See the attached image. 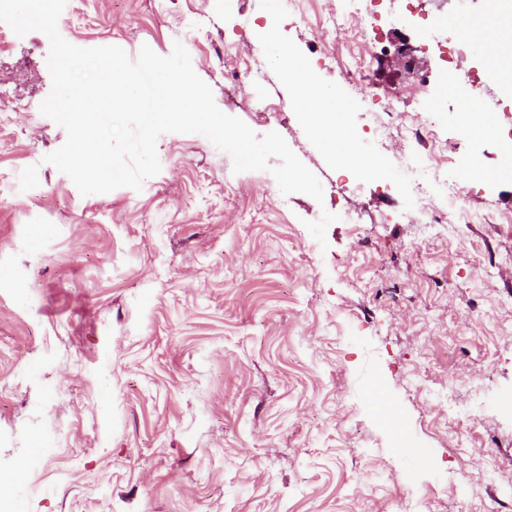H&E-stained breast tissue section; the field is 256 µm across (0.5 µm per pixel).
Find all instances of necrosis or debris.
Returning a JSON list of instances; mask_svg holds the SVG:
<instances>
[{
	"label": "necrosis or debris",
	"mask_w": 512,
	"mask_h": 512,
	"mask_svg": "<svg viewBox=\"0 0 512 512\" xmlns=\"http://www.w3.org/2000/svg\"><path fill=\"white\" fill-rule=\"evenodd\" d=\"M378 57L376 43L365 44L355 70L347 72L345 80L360 97L368 137L379 144L387 140L396 143L393 157L411 183L416 198L408 215L410 223L418 225L422 238L448 241L463 225L511 224L510 213L468 207L473 187L451 178L454 168L471 160L470 155L459 151V137L468 131L466 122L458 123L457 136L442 139L438 136L435 113L397 111L398 89L380 86L366 76ZM420 129L432 140V150L424 152L414 146L413 137Z\"/></svg>",
	"instance_id": "obj_1"
}]
</instances>
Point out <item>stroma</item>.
<instances>
[{"label":"stroma","instance_id":"35a3bbf8","mask_svg":"<svg viewBox=\"0 0 512 512\" xmlns=\"http://www.w3.org/2000/svg\"><path fill=\"white\" fill-rule=\"evenodd\" d=\"M487 0H377L376 29L395 55L415 47L423 99L452 134L437 46L459 43L438 17L480 20ZM309 26L267 0H67L58 30L80 48L182 43L216 106L257 135L278 132L323 189L345 180L360 225L332 223L326 244L306 224L338 213L331 197L282 195L267 171L233 170L205 136L157 140L159 174L141 190L81 195L47 154L65 130L40 112L52 87L48 37L0 40V472L16 476L11 512H512V277H477L512 258V224L422 242L396 217L411 186L389 148L364 147L377 174L345 167L310 130L299 94L259 32L273 24L315 79L336 89V123L361 139L360 103L340 72L358 36L337 45L336 0H303ZM466 66L483 65L459 43ZM261 69V84L223 76L224 60ZM284 112L254 118L257 99ZM486 181L473 207L512 211V170L496 136H474ZM455 380L486 409L458 443L423 385ZM378 387L404 423L395 432L368 396ZM494 465L495 485L472 480Z\"/></svg>","mask_w":512,"mask_h":512}]
</instances>
